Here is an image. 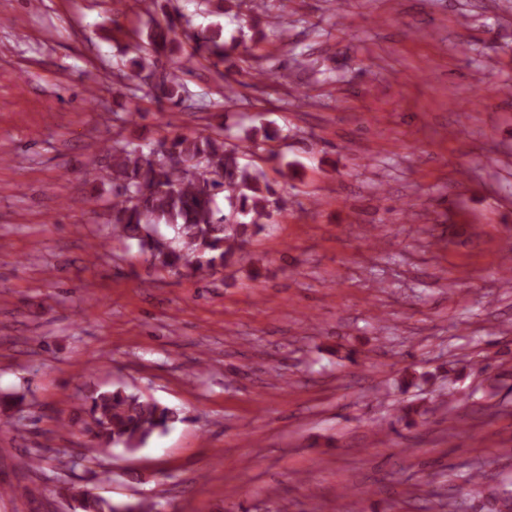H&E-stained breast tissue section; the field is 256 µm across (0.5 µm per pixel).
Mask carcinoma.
I'll return each instance as SVG.
<instances>
[{
    "instance_id": "cac0c4a2",
    "label": "carcinoma",
    "mask_w": 512,
    "mask_h": 512,
    "mask_svg": "<svg viewBox=\"0 0 512 512\" xmlns=\"http://www.w3.org/2000/svg\"><path fill=\"white\" fill-rule=\"evenodd\" d=\"M225 58L219 32H195L184 14L165 11L163 21L154 20L137 34L123 61V77L141 79L157 101L191 112L195 93L185 75L204 61L216 66ZM260 138L272 140L275 131L253 126L231 144L219 126L165 138L157 152L131 141L112 143L105 148L111 165L104 179L112 183L107 223L113 234L136 241L157 268L168 272L182 267L216 273L234 264L244 245L282 209L265 172L241 162L259 147ZM221 188L223 209L215 201ZM161 225L171 230L170 237L157 236ZM81 412L79 421L67 425L81 423L96 443L84 460L108 456L114 447L134 452L185 420L181 411L126 386L86 391ZM65 493L78 500L77 512H156L150 500L114 503L74 485Z\"/></svg>"
}]
</instances>
